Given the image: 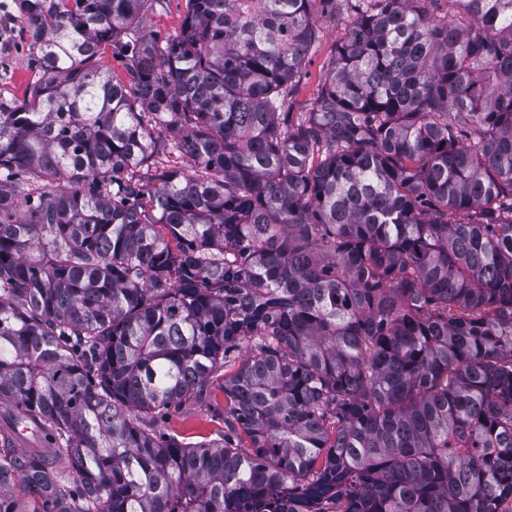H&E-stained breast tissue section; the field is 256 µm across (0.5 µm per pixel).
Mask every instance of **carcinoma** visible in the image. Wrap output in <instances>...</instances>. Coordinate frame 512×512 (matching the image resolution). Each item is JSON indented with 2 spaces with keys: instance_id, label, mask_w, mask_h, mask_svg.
<instances>
[{
  "instance_id": "1",
  "label": "carcinoma",
  "mask_w": 512,
  "mask_h": 512,
  "mask_svg": "<svg viewBox=\"0 0 512 512\" xmlns=\"http://www.w3.org/2000/svg\"><path fill=\"white\" fill-rule=\"evenodd\" d=\"M316 1L19 0L0 512H512V0H342L297 114ZM236 348L250 449L157 432ZM185 7V0H164L160 6L147 13L144 27L162 35H175L180 30ZM348 20L338 17L336 21H319L320 34L312 47L302 70L296 90L288 99L291 112H310L313 108L319 85L322 83L328 63L333 56L335 45L344 37ZM97 65L101 69L110 72L115 79L125 81L126 83L130 80L127 61L119 56L112 57V49L110 47H105L102 50Z\"/></svg>"
}]
</instances>
